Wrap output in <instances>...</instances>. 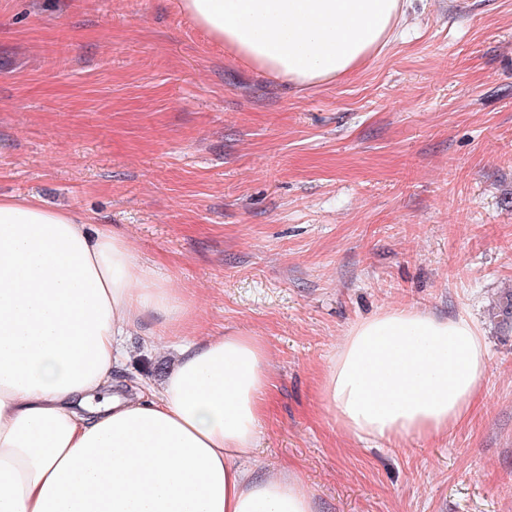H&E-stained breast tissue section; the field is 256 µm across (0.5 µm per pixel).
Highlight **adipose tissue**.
<instances>
[{
    "label": "adipose tissue",
    "mask_w": 512,
    "mask_h": 512,
    "mask_svg": "<svg viewBox=\"0 0 512 512\" xmlns=\"http://www.w3.org/2000/svg\"><path fill=\"white\" fill-rule=\"evenodd\" d=\"M215 43L295 87L346 78L401 37L407 0H182ZM180 330V296L127 240L66 210L0 197V512H316L255 458L272 374L245 333L183 337L160 382H122L146 316ZM488 353L466 315L416 309L352 324L322 400L364 442L463 422Z\"/></svg>",
    "instance_id": "1"
}]
</instances>
